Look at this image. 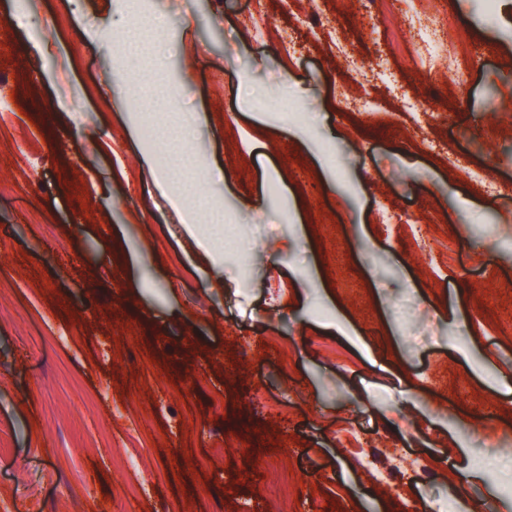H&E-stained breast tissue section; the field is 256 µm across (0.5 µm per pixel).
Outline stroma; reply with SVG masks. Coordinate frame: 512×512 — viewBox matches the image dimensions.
Instances as JSON below:
<instances>
[{
    "instance_id": "1",
    "label": "stroma",
    "mask_w": 512,
    "mask_h": 512,
    "mask_svg": "<svg viewBox=\"0 0 512 512\" xmlns=\"http://www.w3.org/2000/svg\"><path fill=\"white\" fill-rule=\"evenodd\" d=\"M386 4L328 0L337 49L309 0H0V512H512V0H433L432 72ZM319 0H312L310 2L311 12L304 17L296 15L295 20L298 25L297 28L303 32L305 36H312L315 39H320V35L327 36L338 47V42L344 40V36L340 32H334L328 29L329 20L324 16L318 5ZM408 25L411 30H416L419 39L413 56L417 65L432 70L436 66L440 52H445L450 68L469 51V41L465 33L455 27L445 28L427 10L423 0L415 1ZM202 224L194 212L186 210L181 232L195 243L199 251L208 257L213 268H219L224 264V252L216 250L214 244L220 240L216 237H210L202 228Z\"/></svg>"
}]
</instances>
